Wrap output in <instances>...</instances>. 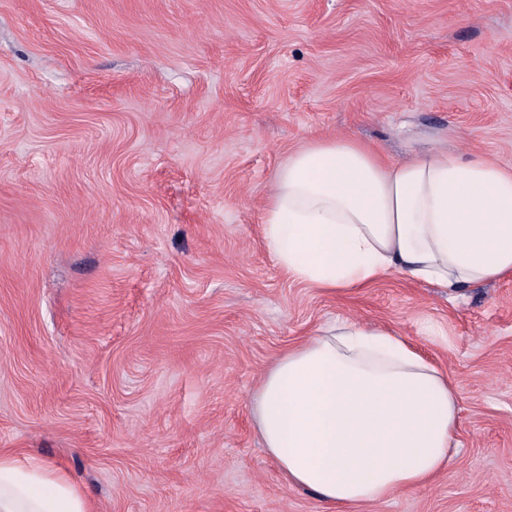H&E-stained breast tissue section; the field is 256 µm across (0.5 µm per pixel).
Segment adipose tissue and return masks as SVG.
<instances>
[{"mask_svg":"<svg viewBox=\"0 0 512 512\" xmlns=\"http://www.w3.org/2000/svg\"><path fill=\"white\" fill-rule=\"evenodd\" d=\"M262 236L292 278L350 292L397 269L455 293L512 277V167L429 152L383 159L315 138L278 171ZM458 389L399 333L321 325L288 348L254 400L288 485L347 508L428 485L450 462ZM0 512H92L67 471L0 451Z\"/></svg>","mask_w":512,"mask_h":512,"instance_id":"obj_1","label":"adipose tissue"}]
</instances>
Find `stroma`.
I'll list each match as a JSON object with an SVG mask.
<instances>
[{"mask_svg":"<svg viewBox=\"0 0 512 512\" xmlns=\"http://www.w3.org/2000/svg\"><path fill=\"white\" fill-rule=\"evenodd\" d=\"M317 136L512 166V0H0V448L95 512H323L254 397L348 319L397 330L460 408L444 475L355 512H512V278H290L263 208Z\"/></svg>","mask_w":512,"mask_h":512,"instance_id":"stroma-1","label":"stroma"}]
</instances>
